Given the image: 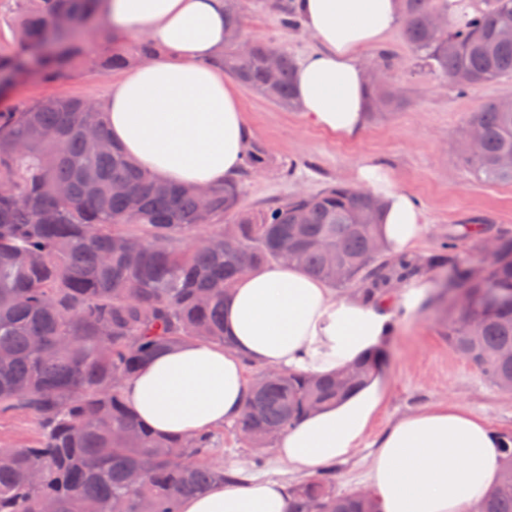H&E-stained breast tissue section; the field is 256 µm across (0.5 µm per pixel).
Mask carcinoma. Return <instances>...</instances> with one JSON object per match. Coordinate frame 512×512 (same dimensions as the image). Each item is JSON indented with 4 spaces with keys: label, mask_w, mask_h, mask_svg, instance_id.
I'll list each match as a JSON object with an SVG mask.
<instances>
[{
    "label": "carcinoma",
    "mask_w": 512,
    "mask_h": 512,
    "mask_svg": "<svg viewBox=\"0 0 512 512\" xmlns=\"http://www.w3.org/2000/svg\"><path fill=\"white\" fill-rule=\"evenodd\" d=\"M105 0H16L18 54L0 57L4 86L54 80L76 66L125 67L119 51L88 56L78 44L88 23L105 24ZM283 25L299 26L288 0L272 4ZM401 23L431 74L466 91L512 75V0H402ZM224 27L245 30L242 0H224ZM278 54L271 71L267 59ZM224 74L282 109H297L296 59L255 38L214 60ZM405 104L401 91L372 84L370 116ZM480 151L459 148L485 184H512V98L489 100L466 128ZM267 163L249 142L244 170ZM139 208L130 209L131 196ZM230 182L207 190L175 187L126 161L99 109L72 96L0 109V414H30L32 444L0 448V512H179L182 498L225 482L224 433L254 453L307 412L356 389L375 371L373 352L331 378L257 368L240 418L191 436H161L128 406L123 383L153 355L188 341L227 348L224 298L247 269L298 264L332 288L364 299L434 261L372 253L379 200L338 183L258 210L241 207ZM492 271L482 280L448 262L466 291L448 320V344L494 387L512 391V235H497ZM344 280L336 281V265ZM501 478L474 512H512V435L502 434ZM365 492L341 494L332 472L295 485L288 512H373Z\"/></svg>",
    "instance_id": "1"
}]
</instances>
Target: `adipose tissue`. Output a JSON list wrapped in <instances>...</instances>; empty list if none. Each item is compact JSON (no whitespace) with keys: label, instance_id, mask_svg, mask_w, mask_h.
<instances>
[{"label":"adipose tissue","instance_id":"obj_1","mask_svg":"<svg viewBox=\"0 0 512 512\" xmlns=\"http://www.w3.org/2000/svg\"><path fill=\"white\" fill-rule=\"evenodd\" d=\"M320 47L295 74L300 111L316 126L350 137L369 115L363 50L396 26L399 0H294ZM120 35L158 49L113 79L102 102L109 135L125 157L156 178L184 186L235 180L247 126L233 82L212 61L224 47V0H107ZM355 180L380 197L379 234L388 255L412 253L425 223L411 197L378 165ZM430 283L401 281L378 302L337 294L301 268L264 265L237 279L224 303L233 351L184 343L154 355L125 384L138 417L160 435H185L233 423L248 393L246 362L262 368L331 375L382 348L396 313H417ZM388 398L370 374L351 394L303 417L276 443L287 472L316 475L350 457L368 437ZM502 440L486 418L438 403L398 419L376 442L368 490L380 512H472L497 483ZM280 478L227 481L185 499L181 512H287Z\"/></svg>","mask_w":512,"mask_h":512}]
</instances>
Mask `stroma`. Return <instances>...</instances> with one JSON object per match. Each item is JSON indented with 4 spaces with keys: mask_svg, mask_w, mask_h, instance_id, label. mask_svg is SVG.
I'll list each match as a JSON object with an SVG mask.
<instances>
[{
    "mask_svg": "<svg viewBox=\"0 0 512 512\" xmlns=\"http://www.w3.org/2000/svg\"><path fill=\"white\" fill-rule=\"evenodd\" d=\"M269 0H243L246 33L303 59L317 45L305 29H288L268 6ZM392 55L389 76L404 90L406 104L398 111L369 120L350 138H340L245 87L237 93L251 140L263 147L266 165L239 175L242 206L263 208L297 192H317L336 183L352 184L357 166L374 162L387 168L397 186L422 210L426 233L417 252L429 257L460 225L476 227L475 236L456 253L463 268L490 271L492 260L483 248L486 238L512 233V184L477 181L458 157L463 129L485 102L512 97V77L472 91H460L447 79L420 71L413 51L394 28L380 45L365 50L368 65L381 51ZM109 78L89 68H74L63 77L18 83L0 107L47 96L74 95L102 100ZM434 294L418 313L397 320L385 347L380 372L388 382L387 404L374 434L398 418L442 401H454L487 418L492 428L512 434V393L489 384L472 364L448 344V311L439 295L448 279L447 266L427 268Z\"/></svg>",
    "mask_w": 512,
    "mask_h": 512,
    "instance_id": "stroma-1",
    "label": "stroma"
}]
</instances>
